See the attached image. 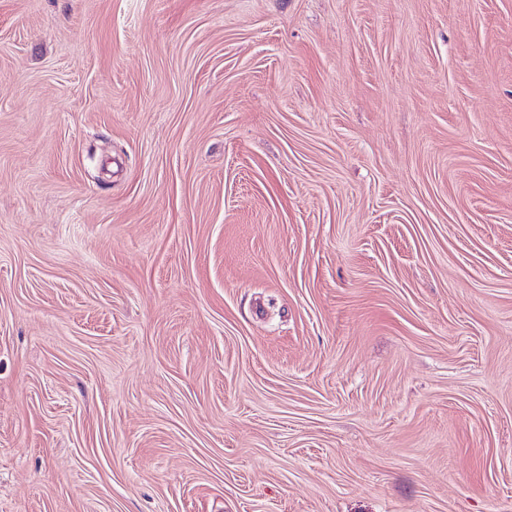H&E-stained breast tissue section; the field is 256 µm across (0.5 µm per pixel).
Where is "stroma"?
<instances>
[{
	"label": "stroma",
	"mask_w": 512,
	"mask_h": 512,
	"mask_svg": "<svg viewBox=\"0 0 512 512\" xmlns=\"http://www.w3.org/2000/svg\"><path fill=\"white\" fill-rule=\"evenodd\" d=\"M0 512H512V0H0Z\"/></svg>",
	"instance_id": "1"
}]
</instances>
